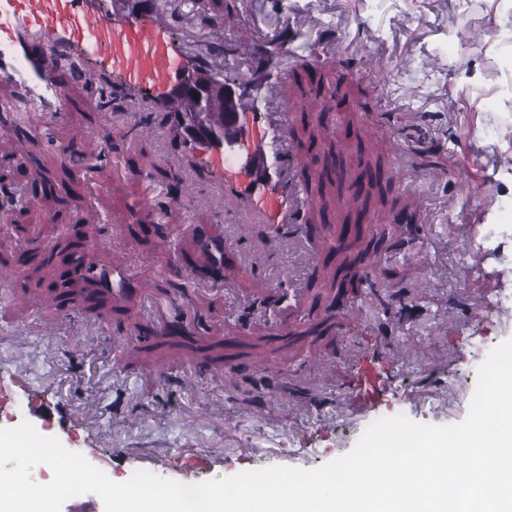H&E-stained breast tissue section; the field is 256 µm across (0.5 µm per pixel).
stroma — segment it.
Returning <instances> with one entry per match:
<instances>
[{
	"instance_id": "stroma-1",
	"label": "stroma",
	"mask_w": 512,
	"mask_h": 512,
	"mask_svg": "<svg viewBox=\"0 0 512 512\" xmlns=\"http://www.w3.org/2000/svg\"><path fill=\"white\" fill-rule=\"evenodd\" d=\"M216 17L226 42L249 47L216 69L238 80L266 113L288 107L293 74L312 57L328 75L348 63L343 120L365 158L403 169L386 205L411 213L394 227L405 250L382 255L389 291L429 280L401 315L374 319L370 295L339 301L323 335L307 313L326 251L294 228L276 232L219 182L220 159L193 161L152 98L101 105L110 74L87 67L62 111L41 121H0V255L52 250L71 229L96 226L91 248L112 278L114 311L60 304L34 287L29 267L0 268V428L30 422L92 465L130 478L145 470L183 483L268 466L315 469L348 453L383 413L431 425L467 415L477 369L512 338V238L473 246L490 224L512 225V0H237L233 14L210 0L173 8L158 0L185 61L201 51ZM112 128L119 153L98 135ZM93 167L73 178L63 147ZM176 173L190 197L172 198ZM51 194L36 209L33 180ZM165 224L164 243L143 244L130 224ZM184 288L162 292L172 268ZM224 344L222 363L199 367L195 345ZM379 374L376 404L349 409L359 362ZM276 372L262 406L248 376ZM207 463L198 467L196 455Z\"/></svg>"
}]
</instances>
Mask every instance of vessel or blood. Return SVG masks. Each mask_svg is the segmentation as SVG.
<instances>
[{
  "label": "vessel or blood",
  "mask_w": 512,
  "mask_h": 512,
  "mask_svg": "<svg viewBox=\"0 0 512 512\" xmlns=\"http://www.w3.org/2000/svg\"><path fill=\"white\" fill-rule=\"evenodd\" d=\"M60 59L95 65L113 74L131 93L149 91L162 99L172 78L184 66L170 44L167 29L151 19L104 16L99 0H0V78L25 86L23 97L9 104L23 120L58 111L65 92L55 76ZM268 148L279 159V171L264 191H256L246 168L254 146H236L221 171L226 187L250 198L275 223L280 210H295L298 194L283 195L279 181L294 167L287 150V114L269 115ZM378 374L363 366L354 394L370 403L377 396Z\"/></svg>",
  "instance_id": "obj_1"
}]
</instances>
